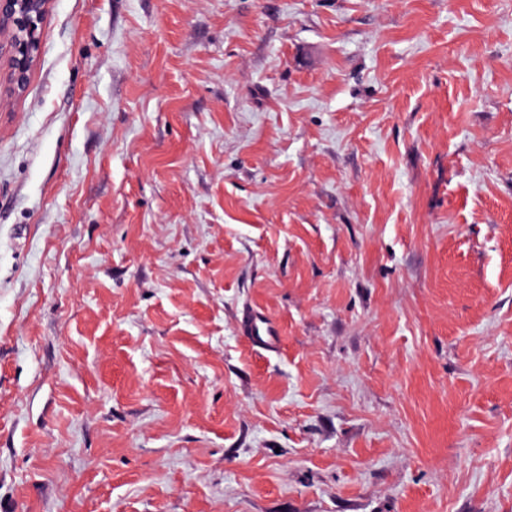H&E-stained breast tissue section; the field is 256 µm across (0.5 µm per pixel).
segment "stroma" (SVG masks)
<instances>
[{"label": "stroma", "mask_w": 512, "mask_h": 512, "mask_svg": "<svg viewBox=\"0 0 512 512\" xmlns=\"http://www.w3.org/2000/svg\"><path fill=\"white\" fill-rule=\"evenodd\" d=\"M0 512H512V0H52ZM241 328L247 336H250L252 344L256 347L273 348L279 341L278 326L262 313L252 310L244 311Z\"/></svg>", "instance_id": "obj_1"}]
</instances>
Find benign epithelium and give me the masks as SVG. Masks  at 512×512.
<instances>
[{
    "label": "benign epithelium",
    "mask_w": 512,
    "mask_h": 512,
    "mask_svg": "<svg viewBox=\"0 0 512 512\" xmlns=\"http://www.w3.org/2000/svg\"><path fill=\"white\" fill-rule=\"evenodd\" d=\"M51 0H0V72L8 93L24 91L41 54L40 27Z\"/></svg>",
    "instance_id": "benign-epithelium-1"
}]
</instances>
